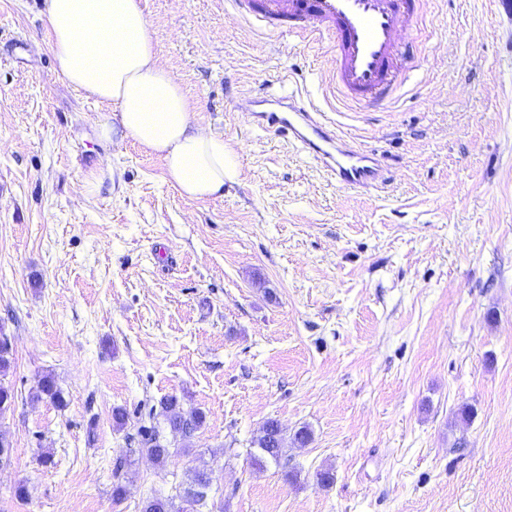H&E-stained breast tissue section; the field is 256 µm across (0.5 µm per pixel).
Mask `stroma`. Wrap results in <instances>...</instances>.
<instances>
[{
	"mask_svg": "<svg viewBox=\"0 0 512 512\" xmlns=\"http://www.w3.org/2000/svg\"><path fill=\"white\" fill-rule=\"evenodd\" d=\"M143 6L194 123L240 156L223 197L100 141L42 0H0V512H140L196 471L219 512H512V5L429 0L420 63L376 111L227 0ZM246 89L313 99L387 184L336 185L248 123ZM47 374L64 406L34 398ZM167 395L205 422L159 464L136 436ZM271 419L312 440L258 469ZM12 349L6 342L0 343V411L8 408L15 398L14 390L6 383L12 364Z\"/></svg>",
	"mask_w": 512,
	"mask_h": 512,
	"instance_id": "35a3bbf8",
	"label": "stroma"
}]
</instances>
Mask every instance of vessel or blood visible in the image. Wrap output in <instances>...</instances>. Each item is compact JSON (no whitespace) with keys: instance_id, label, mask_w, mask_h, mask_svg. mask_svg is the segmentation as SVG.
I'll return each mask as SVG.
<instances>
[{"instance_id":"vessel-or-blood-1","label":"vessel or blood","mask_w":512,"mask_h":512,"mask_svg":"<svg viewBox=\"0 0 512 512\" xmlns=\"http://www.w3.org/2000/svg\"><path fill=\"white\" fill-rule=\"evenodd\" d=\"M249 23L271 32L280 25L310 39L330 34L334 95L360 106L389 101L401 77L416 66L414 38L422 0H231ZM252 125L298 145L336 184L381 188L386 178L378 159L355 146L308 97L256 93L244 107Z\"/></svg>"}]
</instances>
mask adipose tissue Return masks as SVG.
<instances>
[{
	"mask_svg": "<svg viewBox=\"0 0 512 512\" xmlns=\"http://www.w3.org/2000/svg\"><path fill=\"white\" fill-rule=\"evenodd\" d=\"M43 18L62 77L110 106L96 119L101 139L160 156L187 198L223 195L237 157L223 137L194 125L186 95L160 62L142 0H43Z\"/></svg>",
	"mask_w": 512,
	"mask_h": 512,
	"instance_id": "adipose-tissue-1",
	"label": "adipose tissue"
}]
</instances>
